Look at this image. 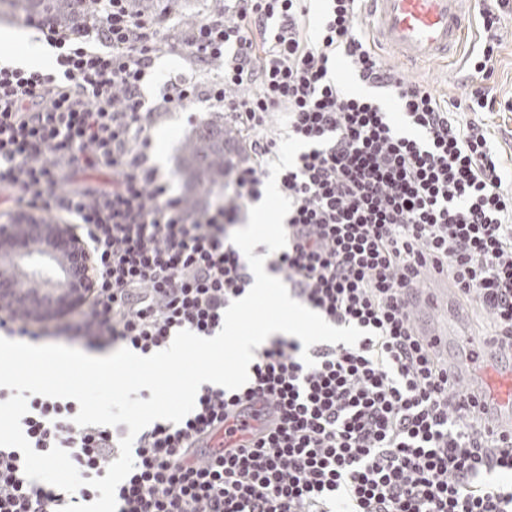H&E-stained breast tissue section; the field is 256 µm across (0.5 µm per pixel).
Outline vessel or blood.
I'll return each instance as SVG.
<instances>
[{"label": "vessel or blood", "instance_id": "obj_1", "mask_svg": "<svg viewBox=\"0 0 512 512\" xmlns=\"http://www.w3.org/2000/svg\"><path fill=\"white\" fill-rule=\"evenodd\" d=\"M476 0H368L366 30L374 41L404 62L448 59L460 51L474 18ZM413 325L448 365V376L461 402L488 433L512 432V350L459 329H443V320L464 323L466 310L453 290L415 288L407 297ZM254 407L237 412L233 434L216 430L200 440L215 451L239 444L255 426Z\"/></svg>", "mask_w": 512, "mask_h": 512}]
</instances>
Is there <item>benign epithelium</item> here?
<instances>
[{
	"label": "benign epithelium",
	"mask_w": 512,
	"mask_h": 512,
	"mask_svg": "<svg viewBox=\"0 0 512 512\" xmlns=\"http://www.w3.org/2000/svg\"><path fill=\"white\" fill-rule=\"evenodd\" d=\"M3 253L15 277L34 282L35 288L20 290L13 282L0 281L2 308L45 318L90 287L87 280L76 276V270L87 264V247L72 238L64 224H1L0 255ZM62 253L72 259L65 267L57 265Z\"/></svg>",
	"instance_id": "obj_1"
}]
</instances>
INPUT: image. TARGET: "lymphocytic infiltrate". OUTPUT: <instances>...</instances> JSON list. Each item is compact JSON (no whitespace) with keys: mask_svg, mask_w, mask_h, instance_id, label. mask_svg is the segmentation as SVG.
Here are the masks:
<instances>
[{"mask_svg":"<svg viewBox=\"0 0 512 512\" xmlns=\"http://www.w3.org/2000/svg\"><path fill=\"white\" fill-rule=\"evenodd\" d=\"M130 2L95 0L74 29L25 15L56 49L54 68L0 63V221L74 225L95 282L67 321L34 330L0 310V331L144 355L183 329L215 335L253 283L231 236L264 195L279 150L265 129L282 112L307 146L277 178L292 206L269 268L328 323L365 334L308 349L278 334L243 387L202 385L180 423L136 436L117 512H512V483L496 478L512 470V436L486 434L456 407L406 304L408 288L444 274L512 349V178L485 121L500 102L479 87L446 102L384 66L361 33L364 0H324L315 25L308 0H224L177 35ZM178 50L189 70L146 104L156 59ZM341 60L397 112L347 94ZM216 62L223 73L202 77L199 64ZM200 102L233 123L243 157L223 188L190 202L153 164L151 131L171 112L202 125ZM98 172L105 180L90 182ZM257 403L276 417L247 446L199 456L197 437ZM78 410L30 396L23 433L37 452L66 450L82 478L104 477L129 428L77 426ZM96 496L30 481L22 453L0 447V512H59Z\"/></svg>","mask_w":512,"mask_h":512,"instance_id":"lymphocytic-infiltrate-1","label":"lymphocytic infiltrate"}]
</instances>
